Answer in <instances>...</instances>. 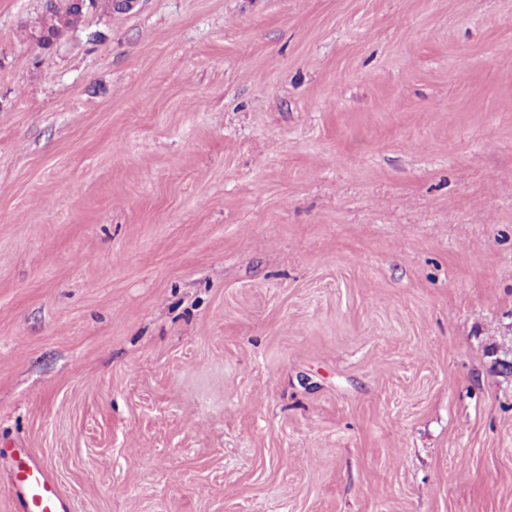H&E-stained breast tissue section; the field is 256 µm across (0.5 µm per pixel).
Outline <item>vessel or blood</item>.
I'll use <instances>...</instances> for the list:
<instances>
[{
    "instance_id": "obj_1",
    "label": "vessel or blood",
    "mask_w": 512,
    "mask_h": 512,
    "mask_svg": "<svg viewBox=\"0 0 512 512\" xmlns=\"http://www.w3.org/2000/svg\"><path fill=\"white\" fill-rule=\"evenodd\" d=\"M10 463L15 470V491L23 512H70L68 499L42 461L17 448L10 455Z\"/></svg>"
}]
</instances>
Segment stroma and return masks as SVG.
Instances as JSON below:
<instances>
[{"instance_id":"35a3bbf8","label":"stroma","mask_w":512,"mask_h":512,"mask_svg":"<svg viewBox=\"0 0 512 512\" xmlns=\"http://www.w3.org/2000/svg\"><path fill=\"white\" fill-rule=\"evenodd\" d=\"M0 0V452L72 512H512V0ZM73 14L74 0H50L36 27L54 33L61 24L70 22Z\"/></svg>"}]
</instances>
